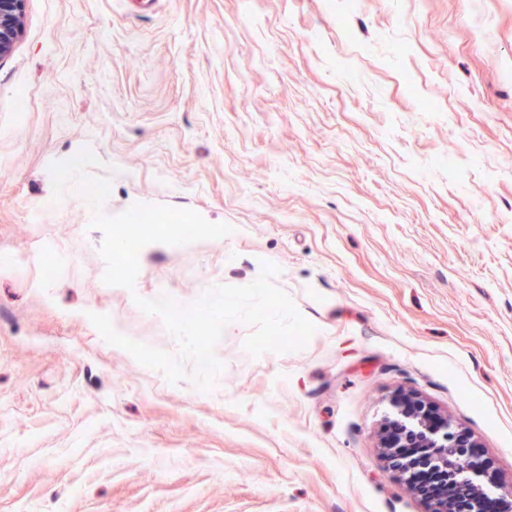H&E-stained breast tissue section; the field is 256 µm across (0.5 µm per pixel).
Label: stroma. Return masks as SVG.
I'll return each mask as SVG.
<instances>
[{
  "mask_svg": "<svg viewBox=\"0 0 512 512\" xmlns=\"http://www.w3.org/2000/svg\"><path fill=\"white\" fill-rule=\"evenodd\" d=\"M142 213L208 231L113 265ZM21 253L0 512H430L379 448L402 393L512 484V0H26L0 58V255ZM266 262L315 331L254 357L231 322L207 392L89 319L175 355L138 299Z\"/></svg>",
  "mask_w": 512,
  "mask_h": 512,
  "instance_id": "35a3bbf8",
  "label": "stroma"
}]
</instances>
